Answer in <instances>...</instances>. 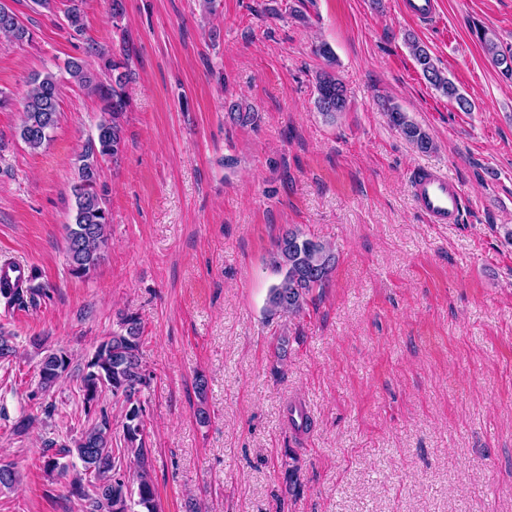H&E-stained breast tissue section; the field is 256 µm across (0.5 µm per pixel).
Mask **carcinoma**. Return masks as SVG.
<instances>
[{"instance_id": "cac0c4a2", "label": "carcinoma", "mask_w": 512, "mask_h": 512, "mask_svg": "<svg viewBox=\"0 0 512 512\" xmlns=\"http://www.w3.org/2000/svg\"><path fill=\"white\" fill-rule=\"evenodd\" d=\"M84 0H70L64 12L71 37L79 39L85 33ZM0 34L12 43L30 40L28 27L7 4L0 0ZM485 53L503 75L512 78V51L499 49L488 33L481 36ZM410 52L423 77L463 112L472 110L471 101L462 94L447 74L438 68L428 50L413 39ZM133 47L122 37L117 52L97 50L101 64L97 70L88 67L81 57H71L65 69L71 80L89 90L103 105V116L96 126L95 137L88 140L78 157V174L71 186L74 198L73 222L66 225V253L69 272L82 278L95 270L104 258L108 246L111 221L107 207L108 187L102 180L101 163L118 160L125 150V118L131 101L127 92L132 74L129 61ZM316 107L322 115L334 120L348 106L347 88L335 73L322 69L315 75ZM60 86L51 73L36 74L27 82L20 99L22 120L19 137L32 150H38L50 140V133L60 120ZM389 123L419 152L435 148L433 139L399 107L384 106ZM227 117L233 123H247L254 113L231 102ZM275 263L281 279L269 288L264 311L267 315H298L307 298L330 278L336 255L328 243L304 234L298 229L285 231L276 241ZM52 288L40 282L37 269H32L31 285L27 288L10 286L0 280V301L9 309H24L39 299L50 296ZM141 321L135 313L121 318L119 328L103 340L85 363L80 376V392L85 417H91L100 395L109 391L122 400L124 415L122 434L112 435V426L101 415L83 428L74 439V449L82 470L68 474V466L48 456L44 469L52 477H70L73 496L87 502L88 512H158L156 490L146 469L141 467L147 448L144 439L142 387L150 376L140 355ZM31 344L44 350L40 363L38 393L44 395L67 375L71 357L63 349H43V340L35 337ZM17 357L12 336L0 333V363Z\"/></svg>"}]
</instances>
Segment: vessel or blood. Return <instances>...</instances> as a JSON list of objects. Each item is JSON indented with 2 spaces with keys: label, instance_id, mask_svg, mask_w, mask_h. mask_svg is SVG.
<instances>
[{
  "label": "vessel or blood",
  "instance_id": "b4317fda",
  "mask_svg": "<svg viewBox=\"0 0 512 512\" xmlns=\"http://www.w3.org/2000/svg\"><path fill=\"white\" fill-rule=\"evenodd\" d=\"M436 0H404L407 15L420 22L436 19ZM414 200L419 210L434 224L457 223L463 208L461 188L445 174L426 171L412 182Z\"/></svg>",
  "mask_w": 512,
  "mask_h": 512
}]
</instances>
